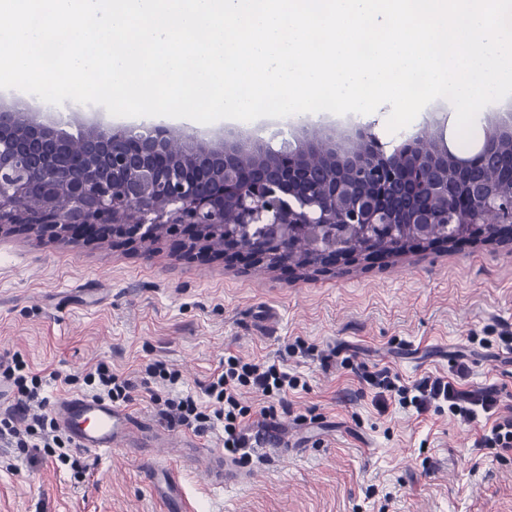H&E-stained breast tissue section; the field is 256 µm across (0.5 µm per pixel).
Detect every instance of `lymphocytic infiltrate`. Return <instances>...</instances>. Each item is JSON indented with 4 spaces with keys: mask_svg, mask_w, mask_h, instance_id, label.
<instances>
[{
    "mask_svg": "<svg viewBox=\"0 0 512 512\" xmlns=\"http://www.w3.org/2000/svg\"><path fill=\"white\" fill-rule=\"evenodd\" d=\"M0 377L11 382L17 400L11 414L0 419V438L14 439L17 447H28L30 439H39L45 452L59 462L70 459L72 443L58 432L53 419L43 411L47 399L43 394L45 377L27 371L18 357L0 359ZM373 381L389 392L401 407H413L416 412L428 408L448 412L449 416L467 425L479 420L490 421L488 430L479 433L474 441L478 448L512 447V414H503L499 391L495 387L464 389L455 380L442 377H424L404 385L398 377L379 370ZM300 381L276 362L240 363L228 357L221 369L215 370L204 387L206 403H198L193 396L167 399L177 425L203 433L216 424L224 426V451L238 458L249 456L252 437L245 423L253 413L250 406L239 399L241 388L249 387L266 397L267 404L260 410L263 416H274L289 391L297 389Z\"/></svg>",
    "mask_w": 512,
    "mask_h": 512,
    "instance_id": "obj_1",
    "label": "lymphocytic infiltrate"
}]
</instances>
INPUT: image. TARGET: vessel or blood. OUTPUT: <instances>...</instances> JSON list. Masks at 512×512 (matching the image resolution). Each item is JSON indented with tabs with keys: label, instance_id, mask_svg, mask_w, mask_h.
<instances>
[{
	"label": "vessel or blood",
	"instance_id": "1",
	"mask_svg": "<svg viewBox=\"0 0 512 512\" xmlns=\"http://www.w3.org/2000/svg\"><path fill=\"white\" fill-rule=\"evenodd\" d=\"M53 413L61 430L74 445L100 456L111 455L124 445L135 423L134 418L122 408L109 402L82 394H69L59 398ZM144 473L151 484H163V493L176 502L179 512H185L183 501L174 480V471L163 463L156 450L143 453Z\"/></svg>",
	"mask_w": 512,
	"mask_h": 512
}]
</instances>
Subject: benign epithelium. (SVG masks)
Masks as SVG:
<instances>
[{
    "label": "benign epithelium",
    "mask_w": 512,
    "mask_h": 512,
    "mask_svg": "<svg viewBox=\"0 0 512 512\" xmlns=\"http://www.w3.org/2000/svg\"><path fill=\"white\" fill-rule=\"evenodd\" d=\"M0 108V239H153L191 226L194 248L269 268H331L401 255L406 245L455 244L481 227L512 235V115L479 151L457 155L425 134L384 151L368 127L336 150L307 135L276 150L226 131L212 143L160 124L67 130ZM360 242L363 250L350 245Z\"/></svg>",
    "instance_id": "benign-epithelium-1"
}]
</instances>
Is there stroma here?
Instances as JSON below:
<instances>
[{
	"instance_id": "35a3bbf8",
	"label": "stroma",
	"mask_w": 512,
	"mask_h": 512,
	"mask_svg": "<svg viewBox=\"0 0 512 512\" xmlns=\"http://www.w3.org/2000/svg\"><path fill=\"white\" fill-rule=\"evenodd\" d=\"M434 100L403 132L386 129L390 106L361 116L324 112L288 118V131L320 135L370 127L386 148L420 132ZM512 114V99L485 106L469 143L448 120L439 136L469 155ZM512 336V245L467 240L414 248L399 257L330 272L263 268L223 256H191L161 239L148 247L111 241L0 240V357L23 358L32 372L58 374L50 400L85 394L97 364L131 378L125 408L144 433L165 432L223 452L224 430L198 434L171 425L160 399H203L228 356L279 361L306 386L290 391L274 419L243 388L254 414L249 433L277 427L281 445L258 441L244 481L213 484L207 459L172 457L194 512H512V448L475 451V434L445 413L417 414L351 371L386 368L401 383L451 378L466 361L464 387L496 385L512 409V361L499 342ZM163 362L177 385L146 375ZM72 454L77 475L40 448L0 439V512H169L151 490L134 449L111 457Z\"/></svg>"
}]
</instances>
